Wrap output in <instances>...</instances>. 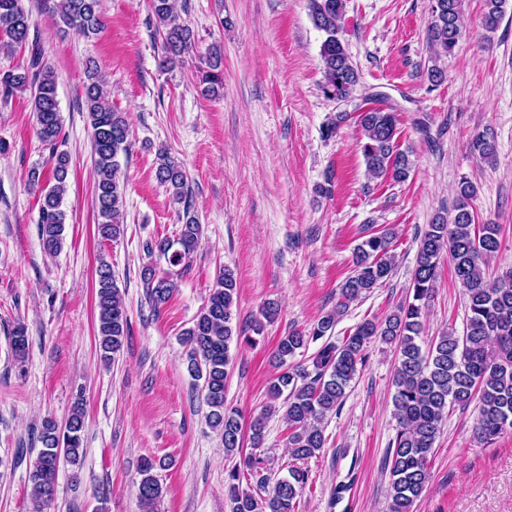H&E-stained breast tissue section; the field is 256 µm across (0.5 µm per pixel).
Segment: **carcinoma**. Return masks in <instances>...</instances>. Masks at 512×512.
<instances>
[{
  "label": "carcinoma",
  "instance_id": "obj_1",
  "mask_svg": "<svg viewBox=\"0 0 512 512\" xmlns=\"http://www.w3.org/2000/svg\"><path fill=\"white\" fill-rule=\"evenodd\" d=\"M512 0H484L482 25L488 32L497 29ZM57 24L86 37L103 28L101 0H53ZM428 37L436 55L453 52L461 37L464 0H432ZM314 25L326 34L320 48L324 82L322 92L333 100H346L358 83V71L345 45L338 38L344 0H308ZM157 31L162 39V65L173 66L192 50L193 30L180 21L171 0H151ZM32 14L22 0H0V37L7 46H26L25 66L0 71V98L16 91H28L36 115L38 139L52 149L51 168L34 167L29 183L41 199L38 233L43 251L55 256L62 250L65 213L61 209L69 176L70 158L59 149L62 119L57 100V76L45 61L37 40H30ZM82 105L91 127L94 154V207L97 229L104 240L120 234L125 184L121 180L120 156H128L130 127L123 113L112 109L106 82L95 63L86 67ZM199 84L208 96L219 95L224 85L223 51L214 46L199 68ZM398 117L392 109L373 108L360 114L363 137L359 150L366 168L374 176L395 182L408 179L412 163L395 142ZM480 156L491 159L496 153L494 136L485 132L472 141ZM156 180L182 206L178 237L157 238L146 243L148 254L165 258L177 267L197 250L201 224L190 203L188 176L181 163L162 151L158 154ZM476 187L461 182L453 212L437 216L420 238L417 264L410 288L412 300L399 305L383 321L367 320L340 343L324 342L309 358V365L285 371L269 386L270 397H282L285 417L291 429L289 448L296 460H307L324 447L322 423L340 410L346 390L365 365L368 344L374 338L395 345L398 361L394 373L393 404L399 423L390 462L389 512H412L416 499L430 480L429 456L448 411L454 406L476 403V434L491 445L512 430V270L494 280L487 278L488 258L500 247L497 224H477L472 209ZM389 233H374L357 246L353 274L342 284L336 308L323 316L308 332L292 331L275 349L276 359H287L309 343L327 335L343 315L347 305L369 293L393 274L395 261L390 253ZM448 253L456 279L465 288L466 322L461 336L445 332L422 349L418 339L423 331L424 308L434 292L438 264ZM96 307L100 360L109 365L120 356L128 319L112 265L100 260L96 269ZM149 304L158 309L167 303L176 288L173 273L157 272L152 265L141 271ZM238 298L234 271L226 267L216 279L207 303L192 327L182 333L188 347V371L202 382L204 399L210 408L208 424L221 433L224 453L233 455L242 448L241 414L226 404L225 382L232 362V341L253 342L232 327L233 308ZM16 360L23 361L29 346L27 327L18 324L11 334ZM85 411L83 399L75 401L62 425L53 418L43 420L39 432L41 448L30 464L33 512H42L56 493L60 464L77 465L83 457ZM162 466L143 460L137 486L138 500L152 512L162 496L154 470ZM241 471L233 467L225 475L231 512H296L297 499L309 484V470L289 469L277 480L267 497L258 500L240 490Z\"/></svg>",
  "mask_w": 512,
  "mask_h": 512
}]
</instances>
